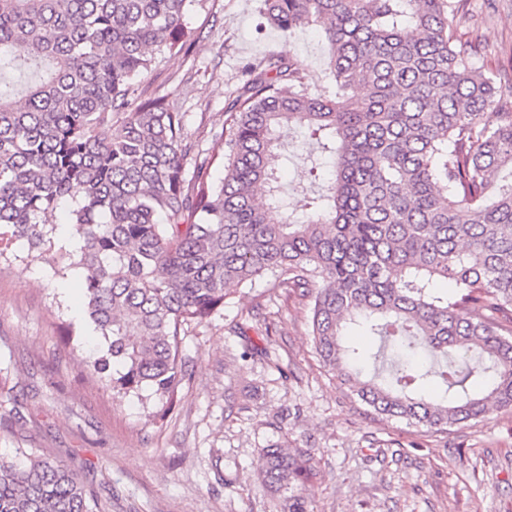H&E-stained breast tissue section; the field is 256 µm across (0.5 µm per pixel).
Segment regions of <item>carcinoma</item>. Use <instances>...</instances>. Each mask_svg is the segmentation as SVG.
I'll return each instance as SVG.
<instances>
[{
	"mask_svg": "<svg viewBox=\"0 0 512 512\" xmlns=\"http://www.w3.org/2000/svg\"><path fill=\"white\" fill-rule=\"evenodd\" d=\"M194 2L0 0V256L23 238L81 272L107 344L90 367L151 420L177 403L183 326L263 278L315 290V352L375 413L439 431L512 408V70L477 65L463 0H261L276 29L321 30L335 92L287 53L255 59L188 175L184 113L137 91L186 53ZM294 126L335 165L298 210L278 176ZM62 202L75 253L42 220ZM351 326L379 337L370 377ZM263 459L283 512H308L311 457ZM96 509L62 462L0 456V512Z\"/></svg>",
	"mask_w": 512,
	"mask_h": 512,
	"instance_id": "obj_1",
	"label": "carcinoma"
}]
</instances>
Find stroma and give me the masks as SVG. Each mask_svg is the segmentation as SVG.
<instances>
[{"instance_id": "35a3bbf8", "label": "stroma", "mask_w": 512, "mask_h": 512, "mask_svg": "<svg viewBox=\"0 0 512 512\" xmlns=\"http://www.w3.org/2000/svg\"><path fill=\"white\" fill-rule=\"evenodd\" d=\"M259 0H194L193 46L164 59L143 84L184 112L187 142L213 149L244 67L288 52L332 94L318 32L262 27ZM457 29L480 41L494 70L512 50V0H468ZM283 189L299 200L334 171L315 141L289 132ZM319 179H311V163ZM313 294L259 281L232 290L223 309L182 335L185 377L178 402L150 421L136 398H120L88 363L104 339L68 342L84 325L75 278L31 258L27 241L0 259V455L64 461L103 512H276L258 477L264 449L313 459L310 512H512V409L444 432L376 414L320 362L309 334Z\"/></svg>"}]
</instances>
